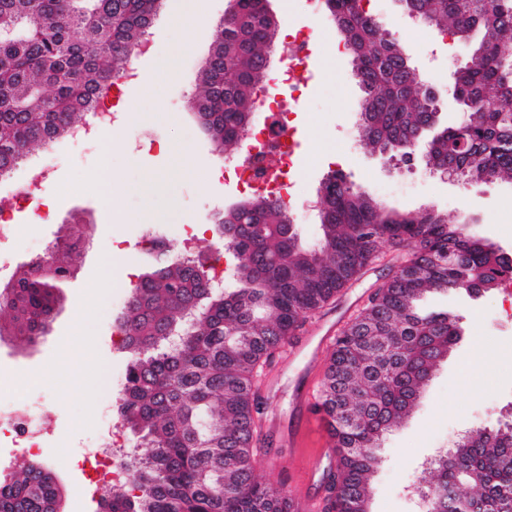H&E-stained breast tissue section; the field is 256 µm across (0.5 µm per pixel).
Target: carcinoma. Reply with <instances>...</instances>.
Wrapping results in <instances>:
<instances>
[{
	"mask_svg": "<svg viewBox=\"0 0 512 512\" xmlns=\"http://www.w3.org/2000/svg\"><path fill=\"white\" fill-rule=\"evenodd\" d=\"M263 0H233L199 69L195 109L218 152L236 151L246 114L266 90L278 29ZM403 12L454 38L479 28L481 54L459 63L452 85L469 124L441 129L433 158L454 154L462 179L512 181V0H399ZM163 0H0L18 34L0 41V176L31 147L68 136L142 45ZM363 92V140L387 158L412 152L436 103L406 48L357 0H325ZM324 221L316 249L299 241L288 206L257 192L241 209L215 213L205 250L175 255L151 239L152 265L138 276L118 319L130 355L119 415L151 449L133 461L130 485L101 495L98 512H294L295 501L258 478L255 381L305 319L376 257L383 241L408 249L403 266L336 339L315 410L333 440L322 512H363L386 434L401 424L460 336L449 312L424 314L432 291L480 294L512 263L432 208H387L333 172L319 188ZM232 236L221 241L224 224ZM84 240L79 225L53 259L25 264L0 293L10 335L33 349L47 335ZM239 268L234 288L212 284V258ZM441 508L458 499L476 512H512V422L476 430L421 471ZM467 485L470 495H462ZM62 488L45 462L25 461L0 480V512H57Z\"/></svg>",
	"mask_w": 512,
	"mask_h": 512,
	"instance_id": "1",
	"label": "carcinoma"
}]
</instances>
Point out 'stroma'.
<instances>
[{
	"label": "stroma",
	"instance_id": "obj_1",
	"mask_svg": "<svg viewBox=\"0 0 512 512\" xmlns=\"http://www.w3.org/2000/svg\"><path fill=\"white\" fill-rule=\"evenodd\" d=\"M229 2L165 0L149 29L155 50L136 60L139 69L156 72L157 77L122 90L128 112L124 123L112 127L121 148L108 156L91 149L79 153L70 140L59 139L29 152L34 159L46 154L54 159L48 190L53 220L35 229H20L17 243L0 254V262L7 265L0 281L8 282L19 266L35 259L38 251L48 250L65 225H82L85 241L71 265L55 320L36 349L24 351L10 341H0V401L35 398L48 407L51 425L41 459L54 466L64 490V512H95L98 492L86 481L79 461L96 432L103 394L99 371L85 372L78 382L60 367L61 349L94 346L103 364L114 374L124 375L129 358L113 344L112 331L129 295L132 272L146 265L143 241L157 235L173 252H181L184 225L210 224L215 210L240 198L235 184L222 176L223 157L217 155L190 110L200 62L219 33ZM271 5L280 29L314 33L309 66L317 77L305 84V101L292 116L298 143L297 194L317 197L322 180L333 171L369 191L391 184L401 194L387 198V205L436 209L447 214L449 222L467 225L499 252L512 256V182L477 186L449 182L427 172L421 163L389 166L365 144L349 147L361 91L348 56L333 51L339 40L335 24L327 11L312 12L306 0H271ZM368 9L396 32L415 64L434 75L443 90L454 63L468 57L480 40L476 33L465 43L429 26L414 29L395 0H369ZM133 129L150 135L152 145L136 147L129 137ZM104 165L120 189L111 209L105 206L95 179ZM117 241L130 252V270L105 265V252ZM404 254V248L380 243L377 258L348 285L340 304L309 316L300 335L320 336L332 325L344 329ZM107 273L112 282L102 293L98 284ZM420 308L457 314L461 337L405 421L386 435L370 512H418L407 486L419 475L424 459L452 448L467 431L493 429L512 420V300L497 286L476 297L461 290L432 293ZM79 309L84 318L77 323L73 315ZM304 370V357L288 359L278 354L263 368V376L273 378L275 384L257 391L263 413V451L257 469L261 480L288 485L307 463L283 440L284 433L301 421L293 397Z\"/></svg>",
	"mask_w": 512,
	"mask_h": 512
}]
</instances>
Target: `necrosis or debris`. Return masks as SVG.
<instances>
[{"label":"necrosis or debris","mask_w":512,"mask_h":512,"mask_svg":"<svg viewBox=\"0 0 512 512\" xmlns=\"http://www.w3.org/2000/svg\"><path fill=\"white\" fill-rule=\"evenodd\" d=\"M311 40V32L285 31L279 65L270 71L269 91L261 96L266 119L250 129L239 158L224 163L225 180L234 182L240 193L247 194L261 187L272 190L294 212L304 208L305 202L293 194L296 170L289 149L291 115L304 101L300 94L303 87L300 71L307 63ZM136 75L135 67H127L120 83L112 84L106 94L97 98L88 120L71 134L76 148L94 145L98 129L116 121L121 109L120 84ZM284 86L292 89V96L286 99L275 96V89ZM48 170L49 162L45 159L29 164V181L0 202V249L13 245L20 221L32 226L52 221V211L45 198ZM48 417L49 412L43 406L35 407L26 402L0 405V445L17 447L24 458L40 456ZM132 456L133 450L123 436L121 425L111 423L107 426L106 443L87 449L83 460L90 465L91 482L98 489L109 490L128 482Z\"/></svg>","instance_id":"4bbe7bcc"}]
</instances>
